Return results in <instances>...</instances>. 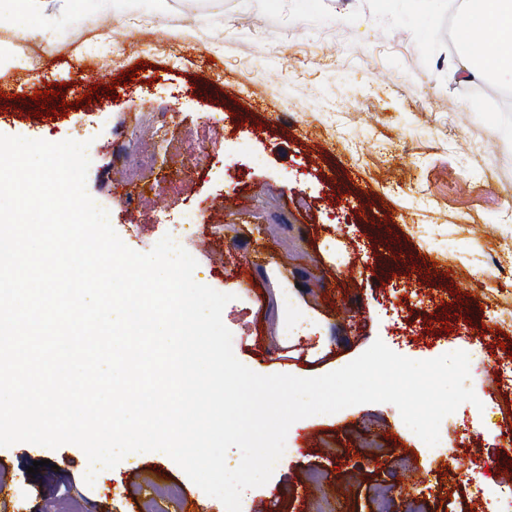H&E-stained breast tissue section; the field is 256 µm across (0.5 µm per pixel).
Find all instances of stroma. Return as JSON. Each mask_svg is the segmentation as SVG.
Returning a JSON list of instances; mask_svg holds the SVG:
<instances>
[{"label":"stroma","mask_w":512,"mask_h":512,"mask_svg":"<svg viewBox=\"0 0 512 512\" xmlns=\"http://www.w3.org/2000/svg\"><path fill=\"white\" fill-rule=\"evenodd\" d=\"M46 36L12 29L0 76V134L88 142L87 190L121 240L149 252L182 211L207 202L191 228L196 282L231 295L223 322L236 358L261 375L315 377L342 368L375 340L415 360L465 351L480 371L512 356V90L484 92L456 68L449 19L461 0H127L113 17L46 0ZM108 52L95 106L78 96V57ZM40 47L31 67L22 48ZM69 105L38 113L42 85ZM207 93H200V86ZM168 112L174 138L205 167L157 164L153 194L112 161V130L143 103ZM387 227L386 237L375 233ZM401 245L395 277L376 274ZM320 336L288 342L285 305ZM500 317L486 334L489 305ZM496 409L462 404L444 418L432 454L389 403L295 422L271 487L246 490L242 512H374L373 490L420 498L424 512H492L479 484L512 477V389ZM41 462L39 474L28 467ZM71 448L0 447V512H180L188 499L225 512L162 454L124 457L86 485Z\"/></svg>","instance_id":"1"}]
</instances>
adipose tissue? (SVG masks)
Returning a JSON list of instances; mask_svg holds the SVG:
<instances>
[{
    "label": "adipose tissue",
    "mask_w": 512,
    "mask_h": 512,
    "mask_svg": "<svg viewBox=\"0 0 512 512\" xmlns=\"http://www.w3.org/2000/svg\"><path fill=\"white\" fill-rule=\"evenodd\" d=\"M455 41L460 71L512 88V0H465Z\"/></svg>",
    "instance_id": "ef3b65f1"
}]
</instances>
